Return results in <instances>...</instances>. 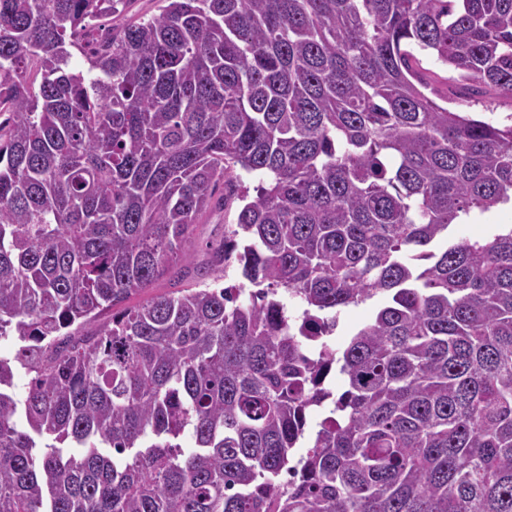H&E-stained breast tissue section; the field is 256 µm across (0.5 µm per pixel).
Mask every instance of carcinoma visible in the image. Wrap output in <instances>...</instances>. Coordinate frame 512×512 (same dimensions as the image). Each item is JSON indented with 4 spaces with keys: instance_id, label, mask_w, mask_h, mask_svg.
I'll return each instance as SVG.
<instances>
[{
    "instance_id": "cac0c4a2",
    "label": "carcinoma",
    "mask_w": 512,
    "mask_h": 512,
    "mask_svg": "<svg viewBox=\"0 0 512 512\" xmlns=\"http://www.w3.org/2000/svg\"><path fill=\"white\" fill-rule=\"evenodd\" d=\"M131 2L0 0V512H512V125L413 54L512 96V0ZM417 57L418 70L430 84V88L435 89L440 96H448V101L437 100L440 104L448 106L450 110L478 115L498 125L512 124V99L494 95L482 99L466 98L452 80L456 76L454 72L442 66L432 56L421 53ZM235 206L224 212L216 210L203 218L196 229L195 264L205 261L209 247L219 244L224 239V224H235ZM495 224H512L510 207L483 214H471L468 219L454 227L453 235L455 238L482 236L494 229ZM223 274L218 272L209 271L208 273H204L203 275H192V277H189L180 283H177L176 285H172L173 281H169L167 279L158 281L155 283L151 288L147 289L145 292L138 295L135 299H133V302L137 301H143L147 299L148 297L163 293L167 291H173L177 288H188L196 283H206V284H214V281L216 280V277L222 276ZM174 287V288H173ZM381 302V297H375L364 304L350 306L341 311L338 327L331 337V342L336 344V348L345 344L350 338L349 335L372 317Z\"/></svg>"
}]
</instances>
